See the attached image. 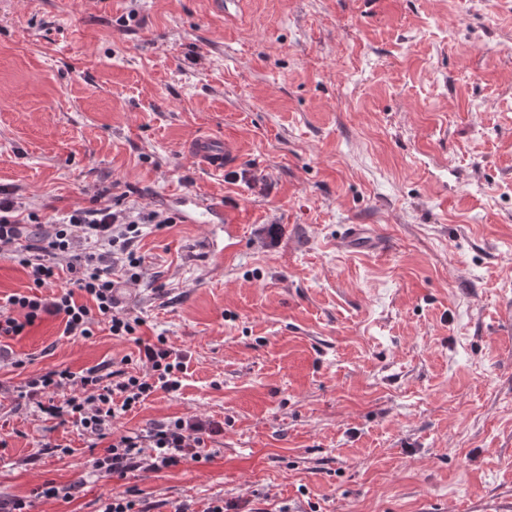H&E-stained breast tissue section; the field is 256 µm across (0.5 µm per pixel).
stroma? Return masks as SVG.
Returning <instances> with one entry per match:
<instances>
[{
	"mask_svg": "<svg viewBox=\"0 0 512 512\" xmlns=\"http://www.w3.org/2000/svg\"><path fill=\"white\" fill-rule=\"evenodd\" d=\"M238 146L214 172L185 142ZM231 210L213 250L178 222L137 243L139 340L43 316L0 341V496L44 482L98 512L221 499L236 512H482L512 505V0H0V189L64 215L104 189ZM368 224L380 253L336 245ZM184 357L118 431L220 428L202 464L102 479L73 423L18 388L54 369ZM22 367H15V360ZM135 489L127 488L125 491L112 495L111 502L105 504L98 512H146L140 510L139 500L135 499Z\"/></svg>",
	"mask_w": 512,
	"mask_h": 512,
	"instance_id": "1",
	"label": "stroma"
}]
</instances>
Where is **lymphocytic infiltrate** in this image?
<instances>
[{
  "label": "lymphocytic infiltrate",
  "instance_id": "f902f5d3",
  "mask_svg": "<svg viewBox=\"0 0 512 512\" xmlns=\"http://www.w3.org/2000/svg\"><path fill=\"white\" fill-rule=\"evenodd\" d=\"M176 214L146 211L135 206L105 203L76 208L58 219L43 208L27 207L12 194L0 196V254L26 269L28 289L0 298V338L22 335L41 314L58 316L63 333L73 338L93 336L95 323H103L111 335L136 337L142 318L121 307L122 285L139 281L141 261L135 244L150 226L175 224ZM57 286L52 299L41 289ZM139 359L144 374H111L90 368L76 374L56 369L28 378L21 396L39 402L43 413L70 418L91 440H107L103 456L93 469L100 476L123 478L134 471H159L189 462L213 458L202 423L180 418L163 422L146 433L115 434L116 422L159 390L174 392L181 386L184 364L167 346L165 337L140 343ZM75 388L62 403L60 391Z\"/></svg>",
  "mask_w": 512,
  "mask_h": 512
}]
</instances>
